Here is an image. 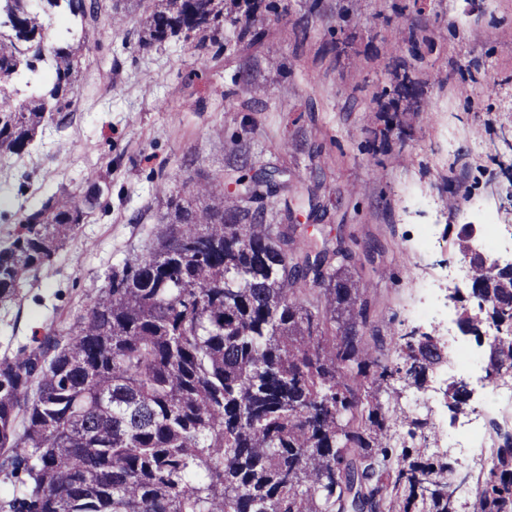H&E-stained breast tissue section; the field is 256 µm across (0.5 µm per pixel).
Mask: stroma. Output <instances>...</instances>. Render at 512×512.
Instances as JSON below:
<instances>
[{
  "label": "stroma",
  "instance_id": "obj_1",
  "mask_svg": "<svg viewBox=\"0 0 512 512\" xmlns=\"http://www.w3.org/2000/svg\"><path fill=\"white\" fill-rule=\"evenodd\" d=\"M411 2L321 0L312 12L288 0L289 32L270 23L254 53L233 44L194 52L177 38L142 51L138 0H121L111 21L92 28L74 17L54 26L62 42L67 27L81 28L89 46L82 78L64 125L46 123L28 155L0 161V196L28 210L53 194L80 200L91 179L103 192L21 298L0 305V356L33 345L99 295L112 267L155 242L170 196L202 185L233 210L225 185L242 143L250 160L285 170L290 184L318 185L325 216L307 234L351 251L366 332L382 337L380 359L393 358L391 337L420 329L416 309L432 284L464 265L453 246L460 228L482 223L485 209L512 225V0H426L421 15ZM422 26L432 47L417 57ZM404 67L419 81L415 98L381 95ZM244 69L254 112L229 96ZM468 165L487 171L477 187L461 178ZM484 376L433 368L421 386L398 384V397L380 401L428 420L421 461L475 478L495 455L465 458L447 444L445 390L465 379L484 427L512 432V402L479 393Z\"/></svg>",
  "mask_w": 512,
  "mask_h": 512
}]
</instances>
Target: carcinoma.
<instances>
[{"label": "carcinoma", "mask_w": 512, "mask_h": 512, "mask_svg": "<svg viewBox=\"0 0 512 512\" xmlns=\"http://www.w3.org/2000/svg\"><path fill=\"white\" fill-rule=\"evenodd\" d=\"M65 3L97 24L84 0H0V160L21 157L38 129L70 105L85 40L48 43L49 9ZM138 46L180 35L220 48L224 25L236 44L258 48L264 21L288 0H143ZM44 69L47 84L18 98L15 76ZM408 74L398 97L412 95ZM247 73L230 95L251 108ZM236 168L244 198L291 194L319 213L316 193ZM51 196L17 218L0 244V302L52 261L94 208ZM170 222L146 253L112 268L107 283L67 329L0 358V482L12 486L0 512H456L443 463L409 461L381 392L420 384L437 365V334L394 339L395 359L378 363L359 326L367 302L352 280L351 253L327 240L297 244L298 225L270 224L245 206L224 212L168 200ZM484 306L460 326L477 337L507 326L495 344V374L512 370V274L472 266ZM319 286L320 304L298 291ZM449 408L467 394L451 381ZM472 512H512V448L476 483Z\"/></svg>", "instance_id": "1"}]
</instances>
